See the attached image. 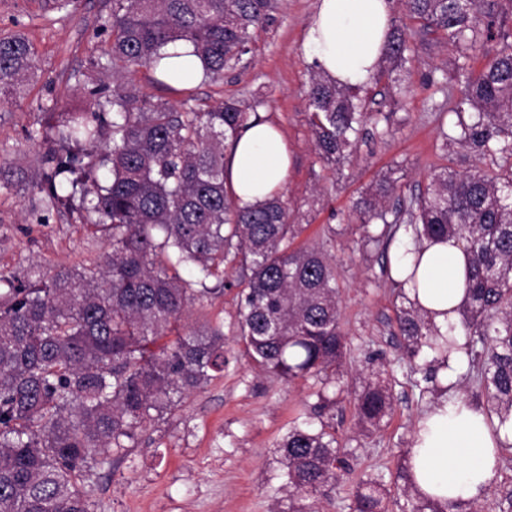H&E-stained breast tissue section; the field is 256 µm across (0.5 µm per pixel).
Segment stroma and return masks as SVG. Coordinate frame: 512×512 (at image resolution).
Instances as JSON below:
<instances>
[{
  "instance_id": "35a3bbf8",
  "label": "stroma",
  "mask_w": 512,
  "mask_h": 512,
  "mask_svg": "<svg viewBox=\"0 0 512 512\" xmlns=\"http://www.w3.org/2000/svg\"><path fill=\"white\" fill-rule=\"evenodd\" d=\"M317 3L277 0L242 61L226 68L223 80H200L193 94L200 109L236 101L283 131L293 154L283 190L291 222L304 225L305 241H324L325 227L336 230L325 243L336 258L348 338L345 369L352 379L384 381L393 410L378 429L365 431L350 399L320 409L317 380L291 384L255 369L234 335L243 273L227 268L223 297L193 307L184 319L188 326L206 319L223 322V372L139 431L129 448L96 455L85 482L91 512H270L273 504L288 502L276 446L306 419L331 424L351 451V471L328 488L323 512H350L362 481L376 476L388 486L387 512H407L396 475L416 422L436 394L402 347L391 254L359 249L353 204L384 178L394 181L407 202L443 167L494 168L498 161L467 148L443 147L441 131L454 121L448 92L455 87L458 55L438 34L408 22L397 7L393 22L406 26L412 48L401 73L409 91L400 93L386 80L364 88L361 95L376 122L364 124L348 159L320 163L308 122L305 89L312 64L304 47ZM111 17L112 0H75L67 11L55 0H0V35L24 34L37 67L19 96L0 100V273L18 275L32 266L50 275L63 266L89 267L108 250L75 216L35 209L41 163L55 144L26 140L25 133L59 124L74 108L96 111L92 90L101 73L93 63L109 47L103 24Z\"/></svg>"
}]
</instances>
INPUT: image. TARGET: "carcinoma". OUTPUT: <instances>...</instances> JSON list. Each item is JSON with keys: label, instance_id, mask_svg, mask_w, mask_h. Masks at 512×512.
<instances>
[{"label": "carcinoma", "instance_id": "obj_1", "mask_svg": "<svg viewBox=\"0 0 512 512\" xmlns=\"http://www.w3.org/2000/svg\"><path fill=\"white\" fill-rule=\"evenodd\" d=\"M505 1L512 7V0H400L409 18L440 33L461 57L478 43L499 45L480 70L457 66L460 96L448 97L456 121L444 138L503 164L495 171L445 167L406 212L389 207L396 187L387 181L355 205L365 246L387 248L392 225L403 221L418 239L466 242L469 299L459 328L476 368L475 395L503 420L512 416V33ZM273 9V0H112L105 68L114 79L139 67L164 74L165 48L185 41L204 77L216 81L249 52L253 30ZM409 51L404 31L393 28L370 83L398 81ZM35 68L25 36H0V99L19 92ZM153 82L181 96L179 106L128 83L97 102V113H65L61 145L42 163L38 204L72 214L80 192L81 209L96 216L90 227L110 245L103 265L48 278L35 268L0 274V512H89L88 459L128 447L138 429L224 371V324L206 320L181 331L178 322L224 293L226 263L249 271L236 336L254 365L290 382L318 380L325 408L336 403L329 388L336 396L348 390L333 256L317 244L295 245L304 225L289 223L283 195L241 208L224 184V150L252 113L233 102L198 110L190 89ZM359 91L316 70L310 75L309 126L328 165L354 152L359 126L372 117ZM104 139L105 152L91 161L87 147ZM396 323L411 359L425 346H455L413 306L397 307ZM353 401L364 430L379 428L392 407L377 380L362 381ZM277 453L288 512H320L324 487L348 468L330 424L292 427ZM397 479L410 512H458L454 501L420 496L407 467ZM383 492L382 482H366L352 512H384ZM296 494L313 502L297 506Z\"/></svg>", "mask_w": 512, "mask_h": 512}]
</instances>
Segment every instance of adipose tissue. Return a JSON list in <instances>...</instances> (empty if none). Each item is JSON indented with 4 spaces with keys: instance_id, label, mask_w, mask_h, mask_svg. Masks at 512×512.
Returning <instances> with one entry per match:
<instances>
[{
    "instance_id": "ef3b65f1",
    "label": "adipose tissue",
    "mask_w": 512,
    "mask_h": 512,
    "mask_svg": "<svg viewBox=\"0 0 512 512\" xmlns=\"http://www.w3.org/2000/svg\"><path fill=\"white\" fill-rule=\"evenodd\" d=\"M389 0H319L304 38L319 70L340 83L365 87L382 57L391 24ZM291 160L288 145L271 122L251 120L225 161V183L239 205L280 194ZM467 251L463 240L403 242L392 252L391 276L419 304L440 332L457 323L466 299ZM457 349L433 351L447 391L418 420L406 463L415 490L429 499L467 503L494 483L500 450L512 444V421L499 422L485 407L450 393L467 366L464 336Z\"/></svg>"
}]
</instances>
